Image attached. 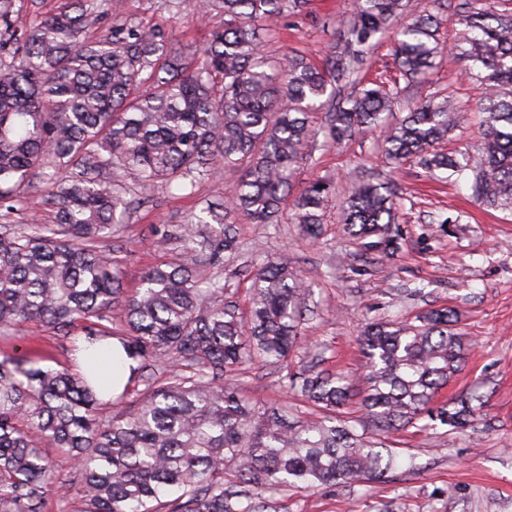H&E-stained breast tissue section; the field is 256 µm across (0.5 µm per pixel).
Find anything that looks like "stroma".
I'll return each instance as SVG.
<instances>
[{
	"label": "stroma",
	"mask_w": 512,
	"mask_h": 512,
	"mask_svg": "<svg viewBox=\"0 0 512 512\" xmlns=\"http://www.w3.org/2000/svg\"><path fill=\"white\" fill-rule=\"evenodd\" d=\"M456 0H407L406 15L440 13L442 37L458 43L463 27ZM349 0H311L308 12L282 19L264 50L274 57L300 52L323 62L342 29ZM124 9L143 25L165 23L187 52H194L223 26V16L200 18L196 0H184L178 14L162 9L161 0H125ZM438 95L452 96L460 107L456 125L438 149L477 156L482 114V86L468 79L458 55L440 56L430 74L401 82L387 124L399 122L412 103ZM383 130L352 137L335 146L315 138L300 164L291 188L298 196L308 183L330 180L335 195L324 214L322 233L310 239L299 225L256 224L244 215L234 223L239 253L223 273L227 297L239 313L248 308L246 276L265 256L288 253L310 281L316 307L302 330L304 345L286 363H255L240 376V394L261 405L297 408L299 396L288 375L298 366L315 364L359 379L365 373L358 336L364 323L413 319L423 310L449 307L458 314V328L473 343L462 370L441 391L443 401L463 392L486 400L484 420L462 432L434 425L391 435L386 445L396 465L386 476L352 486L327 484L309 491L253 488L245 506L260 512H512V209L475 202L469 183L452 172L430 173L416 159L391 163L383 149ZM364 174L391 175L399 193L398 233L401 248L393 258L368 250L352 237L341 204ZM236 170L217 169L201 177L194 191L166 193L134 186L124 177L129 210L120 231L108 241L110 256L122 272L126 293L139 288L152 266L171 261L159 249L155 231L171 230L207 203L230 198L239 181ZM41 178L18 192L20 199L7 221L47 224L54 216L43 201ZM75 336H62L51 326L30 322L0 335V358L23 351L41 366L76 370ZM64 496L48 494L39 512H75L82 482L65 451L51 449Z\"/></svg>",
	"instance_id": "stroma-1"
}]
</instances>
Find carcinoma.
Masks as SVG:
<instances>
[{
	"label": "carcinoma",
	"mask_w": 512,
	"mask_h": 512,
	"mask_svg": "<svg viewBox=\"0 0 512 512\" xmlns=\"http://www.w3.org/2000/svg\"><path fill=\"white\" fill-rule=\"evenodd\" d=\"M14 0H0V206L43 176L55 208L51 224H0V332L28 322L66 335L82 325L88 361L112 358L103 322L122 312L118 337L144 383L132 411L99 416L105 376L45 369L26 353L0 359V512H35L59 490L48 448H61L79 472L83 499L74 512H242L250 487L300 490L351 486L391 470L395 456L358 433L400 430L427 418L463 430L483 416L471 393L435 404L469 355L448 308L413 322L368 325L360 342L365 387L342 373L305 366L289 376L316 418L259 407L224 374L254 359L280 362L300 346L312 290L286 255L268 257L250 277L246 317L224 302V265L238 249L232 217L278 224L294 175L307 155L311 115L349 88L324 130L333 144L384 125L400 80L426 76L449 50L442 18L402 22L404 0H351L326 63L300 54L265 56L274 23L308 0H199L219 13L193 66L163 24L144 28L118 3L65 0L56 12L23 23ZM502 0H461L464 26L454 46L466 73L485 86L481 157L435 151L454 124L446 97L425 98L390 127L385 151L416 158L431 171L471 173L473 198L512 208V7ZM112 26L96 37L106 16ZM396 29L395 78L362 84L366 54ZM131 172L141 187L182 190L218 167L246 165L224 210L211 206L158 237L175 260L148 269L134 295L104 240L128 201L106 179ZM332 185L316 179L294 203L292 223L317 236ZM397 194L387 181L363 182L347 202L346 224L389 258L399 249ZM168 365L166 382L143 378L147 362ZM361 415L340 416L350 403ZM238 464L236 486L224 471Z\"/></svg>",
	"instance_id": "1"
}]
</instances>
